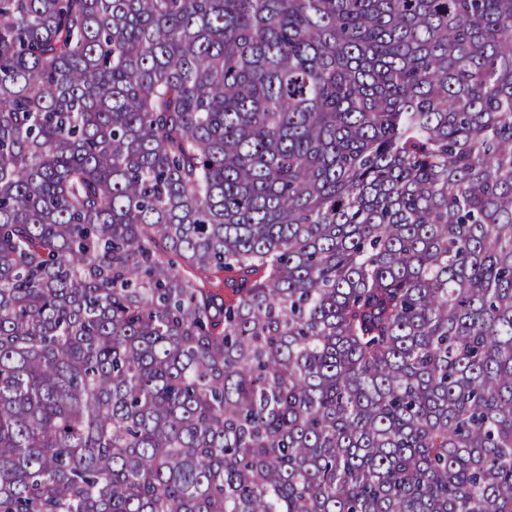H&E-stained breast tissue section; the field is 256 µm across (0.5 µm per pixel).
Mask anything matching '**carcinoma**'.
Wrapping results in <instances>:
<instances>
[{
  "instance_id": "cac0c4a2",
  "label": "carcinoma",
  "mask_w": 512,
  "mask_h": 512,
  "mask_svg": "<svg viewBox=\"0 0 512 512\" xmlns=\"http://www.w3.org/2000/svg\"><path fill=\"white\" fill-rule=\"evenodd\" d=\"M0 512H512V0H0Z\"/></svg>"
}]
</instances>
